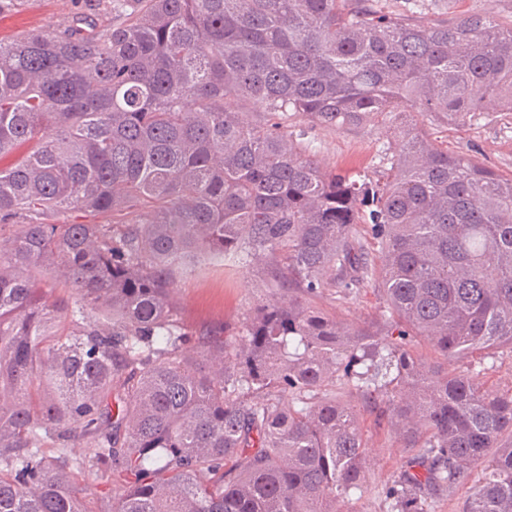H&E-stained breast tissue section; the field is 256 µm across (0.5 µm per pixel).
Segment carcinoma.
Segmentation results:
<instances>
[{
  "label": "carcinoma",
  "instance_id": "obj_1",
  "mask_svg": "<svg viewBox=\"0 0 512 512\" xmlns=\"http://www.w3.org/2000/svg\"><path fill=\"white\" fill-rule=\"evenodd\" d=\"M99 5L124 21L0 33V512H349L371 462L336 387L415 449L377 492L391 512H430L477 466L462 512H512V392L476 370L512 356V177L412 122L512 112V22L420 26L352 0ZM292 115L399 117L391 176L324 170ZM204 258L288 297L194 339L171 292ZM369 285L375 325L309 302ZM411 339L447 361L440 378Z\"/></svg>",
  "mask_w": 512,
  "mask_h": 512
}]
</instances>
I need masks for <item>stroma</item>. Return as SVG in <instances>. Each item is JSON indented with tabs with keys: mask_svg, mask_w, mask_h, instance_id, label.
I'll return each instance as SVG.
<instances>
[{
	"mask_svg": "<svg viewBox=\"0 0 512 512\" xmlns=\"http://www.w3.org/2000/svg\"><path fill=\"white\" fill-rule=\"evenodd\" d=\"M377 10L386 15L401 14L424 25L454 18L463 12H481L494 7L503 23L512 22V0H375ZM92 0H67L59 8L57 0H15L10 10L0 13V24L12 30L61 28L75 14L91 12ZM295 128L306 131L312 152L326 169L353 180L385 181L390 173L386 148L390 135L381 126L305 127L303 120L291 117ZM416 122L436 144L474 157L484 166L505 176L512 175V112H488L475 122L451 125L441 116L424 114ZM179 317L185 329L194 335L217 327L226 332L239 330L250 310L268 289L262 288L257 275L227 261L214 260L180 275L174 285ZM313 306L348 323L370 322L380 315V296L375 288L354 289L340 298L328 288L312 298ZM367 452L371 467L366 481L372 492L352 500V512H385L386 505L377 498V490L391 484L398 476L411 449L401 447L393 434L366 422Z\"/></svg>",
	"mask_w": 512,
	"mask_h": 512,
	"instance_id": "obj_1",
	"label": "stroma"
}]
</instances>
